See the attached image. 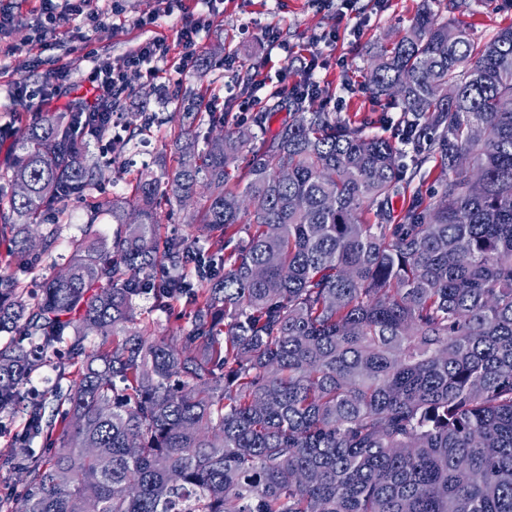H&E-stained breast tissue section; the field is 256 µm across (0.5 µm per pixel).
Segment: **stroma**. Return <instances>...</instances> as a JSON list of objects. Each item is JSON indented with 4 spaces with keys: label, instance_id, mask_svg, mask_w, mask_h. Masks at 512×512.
I'll return each mask as SVG.
<instances>
[{
    "label": "stroma",
    "instance_id": "1",
    "mask_svg": "<svg viewBox=\"0 0 512 512\" xmlns=\"http://www.w3.org/2000/svg\"><path fill=\"white\" fill-rule=\"evenodd\" d=\"M424 5L425 0H352L348 6L343 0H215L209 7L200 0H183L171 7L167 0H118L117 14L105 25L88 34L75 24H60L50 36L49 47L40 50L30 45L43 21L39 0H0V10L17 18L5 38L16 51L0 57V169L8 162L12 133L34 113L28 104L9 97L13 82L23 81L29 89L38 90L49 68L68 67L71 87L57 104L65 109L69 101L88 96L94 66L122 58L148 36L165 38L171 59H178L183 52L180 30L185 16L204 13L209 14L210 23L196 39V57L199 65L207 63V72H200L198 65L175 82L164 71L147 87L135 79L117 101L124 119L141 113L159 118L150 133L139 135L126 152L130 172L175 168L177 156L164 119L176 112L181 124L190 125L187 104L194 92L204 89L209 98L223 101L229 114L227 130L246 127L252 115L241 106L252 77L280 70L284 86L292 87L304 79L295 64L300 57L328 62L321 72L324 89L310 97L311 106L343 117L375 118L372 133L396 135L397 110L376 102L367 88L369 58L398 39ZM433 7L483 41L512 24V0H469L468 8L455 11L449 10L448 0H435ZM149 13L158 14L157 23L148 30L138 28L137 19ZM271 33L279 34L285 50L269 49L266 37ZM65 207L69 222L63 227L54 264L20 275L28 293H37L43 281L65 265L67 243L84 227L83 202L74 198Z\"/></svg>",
    "mask_w": 512,
    "mask_h": 512
}]
</instances>
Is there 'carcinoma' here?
I'll return each mask as SVG.
<instances>
[{"instance_id": "carcinoma-1", "label": "carcinoma", "mask_w": 512, "mask_h": 512, "mask_svg": "<svg viewBox=\"0 0 512 512\" xmlns=\"http://www.w3.org/2000/svg\"><path fill=\"white\" fill-rule=\"evenodd\" d=\"M370 73L397 139L302 93L270 137H202L226 113L200 100L178 167L89 204L41 295L0 270V333L38 346H0V412L44 448L0 512H512V25L477 42L425 10ZM140 133L112 141L118 171ZM80 135L112 128L60 112L18 132L0 172L9 264L53 259L61 204L101 180ZM407 146L417 169L440 160L441 190L396 213ZM198 194L218 277L192 239L158 232L162 202ZM144 294L184 304L191 328L136 326ZM62 342L78 378L26 399Z\"/></svg>"}]
</instances>
